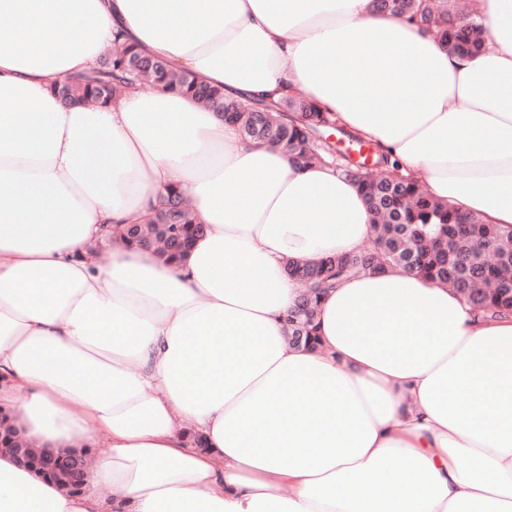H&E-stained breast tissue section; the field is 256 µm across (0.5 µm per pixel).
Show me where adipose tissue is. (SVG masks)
Here are the masks:
<instances>
[{
  "instance_id": "ef3b65f1",
  "label": "adipose tissue",
  "mask_w": 512,
  "mask_h": 512,
  "mask_svg": "<svg viewBox=\"0 0 512 512\" xmlns=\"http://www.w3.org/2000/svg\"><path fill=\"white\" fill-rule=\"evenodd\" d=\"M479 12L460 57L371 0H0V406L34 447L109 448L78 494L0 451V512H512V315L359 274L323 297L318 349L289 346L284 262L370 238L354 183L175 90H50L120 27L227 96L302 90L433 198L511 225L512 0ZM171 185L207 227L184 264L95 253Z\"/></svg>"
}]
</instances>
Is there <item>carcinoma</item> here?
Listing matches in <instances>:
<instances>
[{"label":"carcinoma","mask_w":512,"mask_h":512,"mask_svg":"<svg viewBox=\"0 0 512 512\" xmlns=\"http://www.w3.org/2000/svg\"><path fill=\"white\" fill-rule=\"evenodd\" d=\"M375 11L405 20L435 34L458 55L477 53L485 26L466 4L447 0H372ZM115 49L92 69L51 86L53 93L106 103L123 89L150 82L156 88L177 89L207 108L219 105L224 120L236 126L248 142L273 143L297 165L333 163L335 151L323 142L322 131L336 125L302 94L281 102L243 101L224 95L190 71H175L164 60L146 55L121 30L113 32ZM379 176L365 165L347 162L341 171L362 193L373 218L368 245L349 254L316 261L289 259L285 273L304 288L288 314L291 346L317 345L316 316L322 294L344 279L361 273L403 270L420 274L438 286L460 294L477 312L493 318L512 313V225L487 224L462 213L449 202L430 197L420 184L400 174L398 166L377 155ZM184 196L175 189L160 195L158 207L143 224H126L119 239L128 246L153 245L160 259L174 263L186 256L185 246L204 232L190 206L178 211L172 201ZM24 443L8 412L0 409V448Z\"/></svg>","instance_id":"1"}]
</instances>
